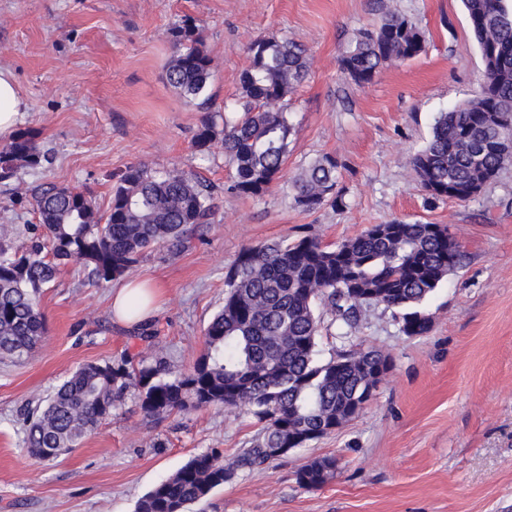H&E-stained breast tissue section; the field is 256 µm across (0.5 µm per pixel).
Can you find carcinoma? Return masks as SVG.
<instances>
[{
	"label": "carcinoma",
	"instance_id": "cac0c4a2",
	"mask_svg": "<svg viewBox=\"0 0 512 512\" xmlns=\"http://www.w3.org/2000/svg\"><path fill=\"white\" fill-rule=\"evenodd\" d=\"M481 53L484 95L473 97L436 118L427 145L412 155L427 199L440 201L480 188L512 167V0H463ZM173 45L165 77L189 101L208 108L212 59L202 33L185 19L169 29ZM425 44L406 15L389 7L375 29L358 30L338 61L346 80L365 86L386 63L418 56ZM241 78L242 113L224 114L222 124L206 119L194 145L203 155L215 143L234 172L233 189L264 195L281 177L294 127L288 95L305 79L310 57L305 45L263 37L250 48ZM37 133L20 129L0 146V182L20 168L37 169L43 156ZM338 160L323 155L291 179L294 204L306 211L326 203L343 204ZM28 244L0 237V360L27 359L47 333L41 296L76 262L97 282L124 279L145 254L158 247L187 248L211 223V187L194 174L155 171L131 164L112 186L108 207L100 210L89 193L47 185L34 190ZM382 238L365 230L335 246L301 236L243 248L224 275V303L204 331V349L193 367L174 372L159 355L123 356L73 371L46 400L28 407L23 447H78L112 416L129 389L137 391L149 417L224 407L249 413L257 435L230 461L208 448L152 487L135 512H190L239 472L269 464L277 448H303L313 434L352 419L351 404L368 386L381 351L359 347L350 333L372 306L393 311L406 336H424L418 323L424 302L465 257L446 224H387ZM357 283L372 293L362 300L349 292ZM321 304L338 324L339 349L322 357L318 337ZM336 473V459L324 457L296 472L307 488L325 485Z\"/></svg>",
	"mask_w": 512,
	"mask_h": 512
}]
</instances>
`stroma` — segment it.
Instances as JSON below:
<instances>
[{
    "mask_svg": "<svg viewBox=\"0 0 512 512\" xmlns=\"http://www.w3.org/2000/svg\"><path fill=\"white\" fill-rule=\"evenodd\" d=\"M420 28L424 51L386 64L371 84L348 83L338 60L357 30L375 28L383 0H0V66L27 102L45 162L0 183V232L26 243L31 190L53 183L107 207L112 178L142 163L200 174L215 188V217L189 248H158L131 271L152 282L145 325L112 315L113 282L79 264L44 293L47 334L23 363H0V512H134L136 501L197 452L233 457L256 433L238 410L144 415L134 393L71 454L39 461L22 445L23 410L77 367L161 353L175 371L203 349L224 301V273L240 250L305 234L334 245L393 221L449 225L462 266L428 298L432 329L403 335L390 311H370L355 342L392 359L357 418L309 447L215 490L204 512H512V169L466 202H429L410 164L437 113L471 98L480 52L461 0H393ZM191 20L212 58L205 111L165 80L169 29ZM260 36L303 43L307 79L290 95L296 134L282 179L261 197L232 190L221 149L201 155L194 136L209 111L240 109L248 48ZM335 156L344 203L295 206L288 180ZM335 458V477L309 489L305 462Z\"/></svg>",
    "mask_w": 512,
    "mask_h": 512,
    "instance_id": "1",
    "label": "stroma"
}]
</instances>
